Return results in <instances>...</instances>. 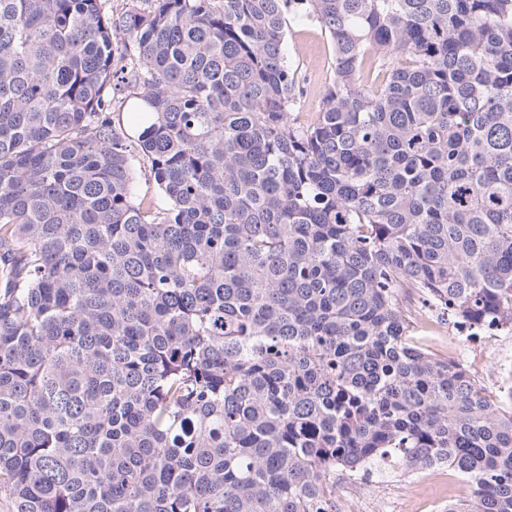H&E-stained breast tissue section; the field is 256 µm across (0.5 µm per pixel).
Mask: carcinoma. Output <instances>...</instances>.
Instances as JSON below:
<instances>
[{
    "instance_id": "cac0c4a2",
    "label": "carcinoma",
    "mask_w": 512,
    "mask_h": 512,
    "mask_svg": "<svg viewBox=\"0 0 512 512\" xmlns=\"http://www.w3.org/2000/svg\"><path fill=\"white\" fill-rule=\"evenodd\" d=\"M407 290L512 330V0H0V512H339L386 460L512 512V409ZM285 51L303 80L296 114L301 123L308 124L318 111L321 90L333 75L330 38L314 22L289 16Z\"/></svg>"
}]
</instances>
